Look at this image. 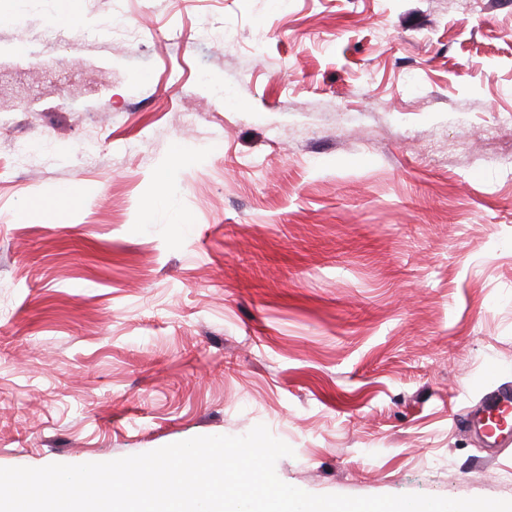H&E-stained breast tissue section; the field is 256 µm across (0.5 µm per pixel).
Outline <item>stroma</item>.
I'll list each match as a JSON object with an SVG mask.
<instances>
[{
    "label": "stroma",
    "mask_w": 512,
    "mask_h": 512,
    "mask_svg": "<svg viewBox=\"0 0 512 512\" xmlns=\"http://www.w3.org/2000/svg\"><path fill=\"white\" fill-rule=\"evenodd\" d=\"M54 22L0 0V163L53 144L0 179V467L263 424L311 494L512 500V447L468 425L512 383V0H84L49 46ZM60 185L85 205L21 217Z\"/></svg>",
    "instance_id": "obj_1"
}]
</instances>
